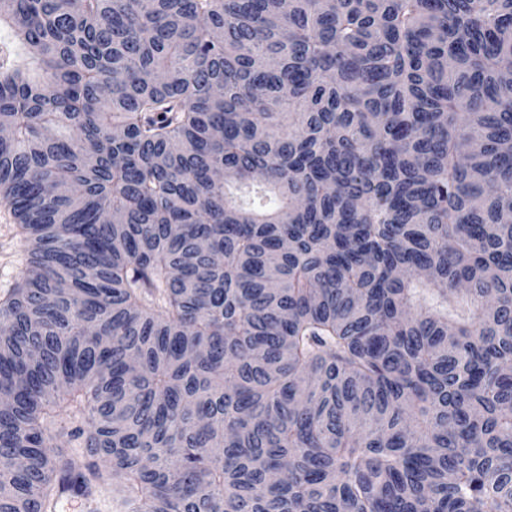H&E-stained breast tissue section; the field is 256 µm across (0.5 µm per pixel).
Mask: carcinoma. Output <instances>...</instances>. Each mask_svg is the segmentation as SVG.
<instances>
[{"label":"carcinoma","instance_id":"1","mask_svg":"<svg viewBox=\"0 0 512 512\" xmlns=\"http://www.w3.org/2000/svg\"><path fill=\"white\" fill-rule=\"evenodd\" d=\"M0 512H512V0H0ZM15 226L11 208L0 202V296L15 286L27 267V247Z\"/></svg>","mask_w":512,"mask_h":512}]
</instances>
